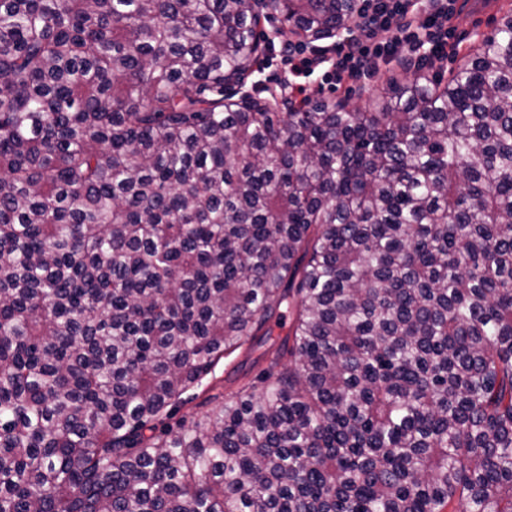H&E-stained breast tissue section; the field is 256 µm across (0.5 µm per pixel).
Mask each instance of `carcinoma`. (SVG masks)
Instances as JSON below:
<instances>
[{"mask_svg": "<svg viewBox=\"0 0 512 512\" xmlns=\"http://www.w3.org/2000/svg\"><path fill=\"white\" fill-rule=\"evenodd\" d=\"M353 9L0 0V512H512V13L370 111L238 95ZM259 353L260 351H257L248 358L245 353L241 352L225 358L224 362L219 363L215 368V372L203 381V385L201 387L189 390L183 395V398H189L192 396H197V398L185 405H179L175 410L174 420L180 418L187 412H205L220 403L221 399H218L212 401V403L206 406H201V403L209 395L220 394L222 396L235 391L236 385L241 382L234 381L236 377L241 378L242 375L246 373H248L250 377L255 376L261 369L267 366L265 362H260L254 367L252 366L254 358H256ZM215 384H217L218 387L214 390L208 391L209 387Z\"/></svg>", "mask_w": 512, "mask_h": 512, "instance_id": "cac0c4a2", "label": "carcinoma"}]
</instances>
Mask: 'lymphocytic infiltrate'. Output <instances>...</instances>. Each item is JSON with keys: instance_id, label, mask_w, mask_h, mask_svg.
Here are the masks:
<instances>
[{"instance_id": "obj_1", "label": "lymphocytic infiltrate", "mask_w": 512, "mask_h": 512, "mask_svg": "<svg viewBox=\"0 0 512 512\" xmlns=\"http://www.w3.org/2000/svg\"><path fill=\"white\" fill-rule=\"evenodd\" d=\"M465 0H359L354 23L310 50L294 48L281 62L293 77L320 76L343 87L393 61L430 70L457 54L454 19Z\"/></svg>"}]
</instances>
